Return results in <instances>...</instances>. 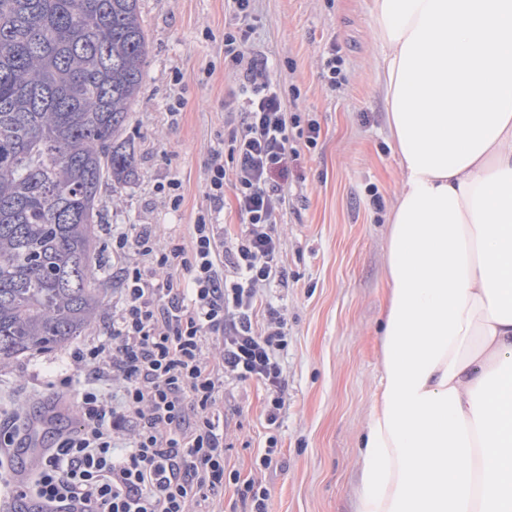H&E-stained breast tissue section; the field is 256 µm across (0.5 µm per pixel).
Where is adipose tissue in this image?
<instances>
[{
    "label": "adipose tissue",
    "mask_w": 512,
    "mask_h": 512,
    "mask_svg": "<svg viewBox=\"0 0 512 512\" xmlns=\"http://www.w3.org/2000/svg\"><path fill=\"white\" fill-rule=\"evenodd\" d=\"M401 187L356 512H512V0H373Z\"/></svg>",
    "instance_id": "1"
}]
</instances>
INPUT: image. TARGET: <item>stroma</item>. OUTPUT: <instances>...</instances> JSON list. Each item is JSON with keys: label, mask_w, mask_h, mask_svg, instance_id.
I'll return each mask as SVG.
<instances>
[{"label": "stroma", "mask_w": 512, "mask_h": 512, "mask_svg": "<svg viewBox=\"0 0 512 512\" xmlns=\"http://www.w3.org/2000/svg\"><path fill=\"white\" fill-rule=\"evenodd\" d=\"M372 0H254L242 45L263 56L290 111L317 120L321 135L291 167L292 200L281 224L280 260L288 281L259 286L260 298L288 320L278 361L285 405L266 421L267 394L257 382H229L221 396L229 446L227 470L269 491V512H354L359 444L381 377V325L388 298L387 216L400 189L377 63L383 53L371 26ZM149 38L143 87L127 135L136 172L127 184L103 185L97 227L106 268L100 306L82 336L53 351L0 363V432L21 428L58 407V428L75 427L80 411L54 381L72 371L79 349L104 339L123 282L112 238L151 229L157 249L191 244L206 199L205 163L224 137V115L243 94L224 69L227 0H140ZM339 59L330 79L327 63ZM180 181L181 205L158 191ZM270 466L260 460L268 447ZM224 485V512H249L237 483Z\"/></svg>", "instance_id": "1"}]
</instances>
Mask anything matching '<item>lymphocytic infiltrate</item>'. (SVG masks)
<instances>
[{
    "mask_svg": "<svg viewBox=\"0 0 512 512\" xmlns=\"http://www.w3.org/2000/svg\"><path fill=\"white\" fill-rule=\"evenodd\" d=\"M237 25L224 30V66L243 79L246 105L224 121V144L206 163L209 207L193 226L191 249L154 248L150 231L121 234L115 253L136 250L150 268L122 269L125 293L105 343L72 355L75 364L117 383L119 395L79 393L80 423L58 432L26 478L0 448V504L36 496L46 512H217L224 500L228 380H254L268 393L269 423L284 406L278 351L288 323L259 304V284L282 280L276 226L288 207V169L321 127L289 114L267 63L246 59L241 20L253 0H230ZM232 186L246 229L225 237L219 216ZM219 361L205 355L209 342Z\"/></svg>",
    "mask_w": 512,
    "mask_h": 512,
    "instance_id": "1",
    "label": "lymphocytic infiltrate"
}]
</instances>
